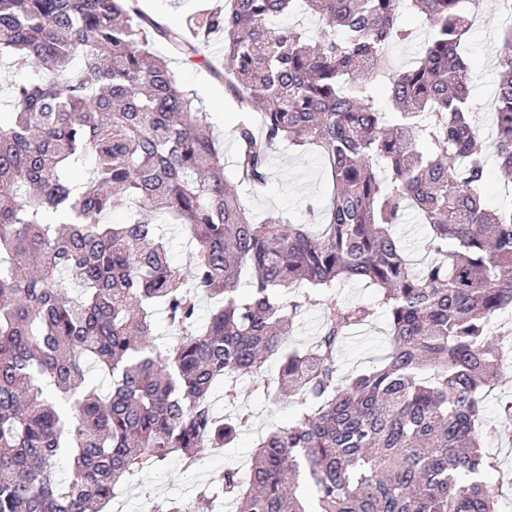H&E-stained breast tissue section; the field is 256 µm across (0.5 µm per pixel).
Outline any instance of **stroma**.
Instances as JSON below:
<instances>
[{"label": "stroma", "mask_w": 512, "mask_h": 512, "mask_svg": "<svg viewBox=\"0 0 512 512\" xmlns=\"http://www.w3.org/2000/svg\"><path fill=\"white\" fill-rule=\"evenodd\" d=\"M223 3L224 0H144L146 13L166 25L186 23L201 11ZM498 33L497 23L479 16L472 34V60L479 76L474 98L483 109L491 101L497 78L487 56L498 47ZM172 66L181 85L194 94L200 109L207 112L213 132L224 148L225 166L233 167L236 156L233 130L241 116L224 80L178 59ZM331 194L332 183L318 152L310 149L302 153L290 148L275 153L266 192L258 197L243 194L242 201L260 219L283 213L294 221L310 223L314 217L307 209L308 202L313 200L319 206H327ZM385 329L384 317L378 313L369 325L347 331L338 352L344 375H357L384 358L390 348ZM238 391L236 404L249 413L250 422L235 444L224 448L203 446L198 464L189 469L173 456L160 469L136 474L116 488L111 512H141L143 502L149 499L157 502L181 499L185 491L197 490L220 478L226 467L248 465L264 433L270 427L287 424L298 411L294 403H268L263 396L249 391L247 382H239ZM508 400H512V370L505 372L499 384L483 398L484 419L493 429L488 438V451L504 475L499 482L498 512H512V442L502 437L503 431L512 428V422L501 416V406Z\"/></svg>", "instance_id": "35a3bbf8"}]
</instances>
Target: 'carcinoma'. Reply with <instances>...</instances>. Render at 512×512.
<instances>
[{
	"label": "carcinoma",
	"instance_id": "obj_1",
	"mask_svg": "<svg viewBox=\"0 0 512 512\" xmlns=\"http://www.w3.org/2000/svg\"><path fill=\"white\" fill-rule=\"evenodd\" d=\"M480 2L224 0L189 34L135 0H0V62L16 74L0 118V512H103L129 474L175 454L196 464L249 422L216 418L210 401L218 380L243 376L300 412L200 499L234 512H497L482 391L506 368L490 325L512 308V206L489 209L486 176L492 158L512 182V26L484 147L466 50ZM298 7L318 19L313 40L278 25ZM216 34L244 114L237 184L259 196L276 149L319 147L333 183L321 230L253 220L207 113L149 51L163 42L211 70ZM399 44L416 58L396 69ZM409 209L429 228L422 267L393 233ZM116 210L124 223L107 222ZM163 216L194 244L187 273L169 261ZM348 281L381 293L390 350L343 378L339 343L372 315L337 299ZM297 283L323 324L287 352ZM201 293L214 302L203 328ZM158 311L174 336L162 353ZM90 367L108 393L87 383Z\"/></svg>",
	"mask_w": 512,
	"mask_h": 512
}]
</instances>
